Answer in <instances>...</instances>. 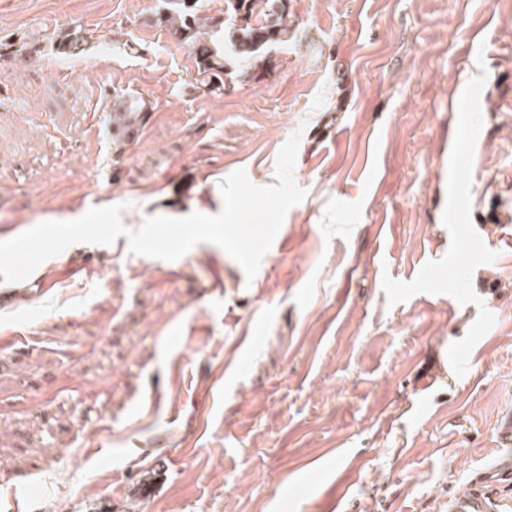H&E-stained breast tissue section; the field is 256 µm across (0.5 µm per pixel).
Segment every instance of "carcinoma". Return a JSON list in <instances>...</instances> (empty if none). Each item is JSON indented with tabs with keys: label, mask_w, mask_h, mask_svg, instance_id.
<instances>
[{
	"label": "carcinoma",
	"mask_w": 512,
	"mask_h": 512,
	"mask_svg": "<svg viewBox=\"0 0 512 512\" xmlns=\"http://www.w3.org/2000/svg\"><path fill=\"white\" fill-rule=\"evenodd\" d=\"M200 0H162L155 25L183 38L194 53L199 70L214 76L236 75L256 67L260 58L296 36L288 11V0H224V16H204ZM56 52L65 57L83 54L87 43L80 30L54 36ZM35 52L34 42L0 39V58ZM151 106L140 98L112 97V123L117 128L118 146L126 148V132L148 119Z\"/></svg>",
	"instance_id": "obj_1"
}]
</instances>
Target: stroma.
<instances>
[{
  "label": "stroma",
  "instance_id": "obj_1",
  "mask_svg": "<svg viewBox=\"0 0 512 512\" xmlns=\"http://www.w3.org/2000/svg\"><path fill=\"white\" fill-rule=\"evenodd\" d=\"M160 4L0 0V37L38 47L0 70V226L214 215L233 171L275 184L296 132L306 197L254 278L213 243L173 262L121 236L0 308V512H438L512 409V0H288L296 39L218 94ZM68 28L81 57L55 51ZM116 93L153 105L121 154ZM459 195L469 253L437 286Z\"/></svg>",
  "mask_w": 512,
  "mask_h": 512
}]
</instances>
